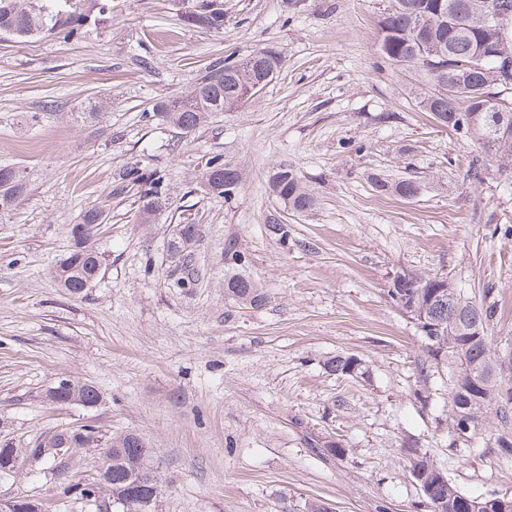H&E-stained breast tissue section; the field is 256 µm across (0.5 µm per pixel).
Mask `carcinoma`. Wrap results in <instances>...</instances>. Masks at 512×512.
<instances>
[{"instance_id":"carcinoma-1","label":"carcinoma","mask_w":512,"mask_h":512,"mask_svg":"<svg viewBox=\"0 0 512 512\" xmlns=\"http://www.w3.org/2000/svg\"><path fill=\"white\" fill-rule=\"evenodd\" d=\"M59 0H0V33L19 38L47 35L70 39L79 30L88 14L76 8H57ZM396 7L379 21V51L393 63L423 44L426 60L422 62L428 81L444 76L453 86V92L426 95L422 100L427 111L442 125L453 130L469 129L460 124V117L478 113L479 125L474 128L481 148L494 158L512 164V92L492 102L481 100L485 92L496 87L494 60L478 62L487 44L497 46L499 52L512 56V27L507 36L484 26L482 11L489 7L512 20V0H393ZM184 20L196 27L209 30L224 28V8L220 0H195L185 11ZM280 59L271 50H256L246 57L224 64L217 63L205 69L191 90L177 97L178 104L169 100L157 101L154 116L186 133L200 128L215 114L231 112L253 98L251 86L270 73H277ZM131 182L149 181L142 195L143 222L150 219L166 204L168 184L161 172L149 177L132 167L126 172ZM205 184L225 198L235 196L240 184V173L220 157L208 158L205 164ZM270 182L281 199L297 212L310 210L315 204L313 194L303 185L297 170L288 164L278 165L270 175ZM26 182L23 172L10 165H0V213L12 208L24 194ZM103 208L87 209L81 223L88 232L73 239V249L57 266L55 273L61 285L79 294L91 287L101 253L92 244L94 228L106 221ZM430 278L408 275L402 287L387 290L396 305L409 302L425 305ZM225 293L236 301L258 305L263 293L248 277L234 274L224 280ZM448 295L441 303L426 311V322L418 323L428 356L435 361H448V399L451 410L463 413L462 418L451 417L450 428L457 430L467 423L472 437L484 426V414L495 409L498 422L508 423L506 407L512 403V353L496 356L492 351L487 329L497 315L495 304L462 301L464 295L453 283H448ZM328 371L336 375H352L362 370L359 359L352 355L338 356L327 362ZM74 396L84 404L99 401L97 390L87 384L74 383ZM117 445L112 462V492L119 495L131 484L130 477L144 464L141 441L135 435L113 438ZM410 476H419L433 485L431 497L425 498L430 512H462L460 498L467 497L475 506L473 512H499L496 504L484 495L463 492L450 482L439 481L440 468L425 453L414 451L408 459Z\"/></svg>"}]
</instances>
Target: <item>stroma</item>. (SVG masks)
<instances>
[{"mask_svg":"<svg viewBox=\"0 0 512 512\" xmlns=\"http://www.w3.org/2000/svg\"><path fill=\"white\" fill-rule=\"evenodd\" d=\"M390 2L224 0L213 31L186 23L182 0H112L107 22L71 40L0 35V164L27 174L0 215V448L22 451L0 473V499L100 512L67 490L97 480V449L73 446L61 466L29 453L86 424L152 448L153 512H295L309 500L426 512L412 450L466 493H512V458L494 452L512 425L491 413L481 434L453 440L448 366L430 361L387 294L397 272L446 277L497 305L492 346L512 348V170L422 108V70L382 57ZM262 48L281 67L238 109L189 135L154 117L159 98L184 94L209 65ZM91 98L110 104L102 122L81 119ZM215 155L241 173L235 197L204 186ZM282 162L314 191L312 210L270 190ZM134 163L169 185L148 224L142 186L122 177ZM410 176L421 185L413 198L373 183ZM94 206L108 213L95 238L102 267L74 295L55 269ZM189 221L200 233L174 254ZM274 222L288 224L287 242ZM236 271L262 288L261 306L225 296ZM338 355L363 372L326 373ZM65 379L95 386L100 403L51 402ZM331 441L344 455L326 451Z\"/></svg>","mask_w":512,"mask_h":512,"instance_id":"35a3bbf8","label":"stroma"}]
</instances>
